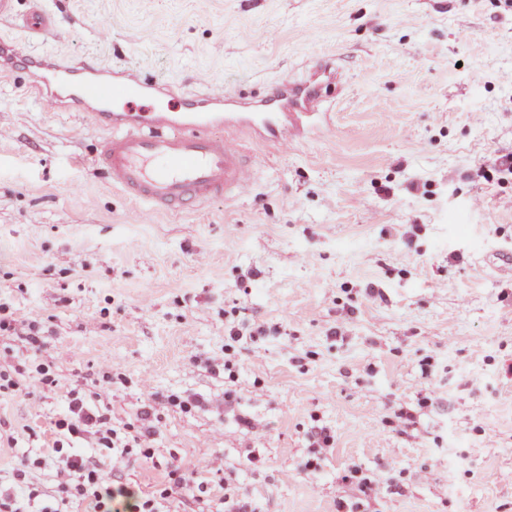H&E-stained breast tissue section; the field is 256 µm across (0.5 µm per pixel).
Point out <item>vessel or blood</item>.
<instances>
[{
  "instance_id": "b4317fda",
  "label": "vessel or blood",
  "mask_w": 512,
  "mask_h": 512,
  "mask_svg": "<svg viewBox=\"0 0 512 512\" xmlns=\"http://www.w3.org/2000/svg\"><path fill=\"white\" fill-rule=\"evenodd\" d=\"M25 40L0 38V57L27 61V73L45 96L46 110L70 104L106 130L94 164L112 185L136 200L167 209L198 206L212 198L247 193L258 164L247 158L230 139L233 131L273 143L281 150L295 144L303 118L313 116L322 101L316 88L282 86L261 102L226 98L225 109L210 112L188 103L178 111L161 81L144 82L137 74L118 71L96 59L72 61L35 54L30 40L53 29L52 16L32 4L20 19ZM71 83L69 95L57 90L58 81ZM150 96L151 105L135 106V99ZM124 97L123 110L109 101Z\"/></svg>"
}]
</instances>
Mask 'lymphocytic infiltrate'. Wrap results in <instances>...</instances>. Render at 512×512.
Listing matches in <instances>:
<instances>
[{
    "mask_svg": "<svg viewBox=\"0 0 512 512\" xmlns=\"http://www.w3.org/2000/svg\"><path fill=\"white\" fill-rule=\"evenodd\" d=\"M61 434L54 444L51 464L57 483V501L59 503L85 501L90 512H112L114 501H122L126 512H160V500L167 497V490H160L158 498H144L136 491L125 486H112L103 479L85 456L75 449L64 446L65 439L81 437L92 431L98 434L102 447L127 455L133 449H140L143 456H150V442L156 433L157 419L151 404H143L139 425L131 436H122L111 428L105 413L91 408L78 392L68 395V409L64 418L56 423ZM43 472L37 466H22L16 469L13 479L17 493L0 492V512H56L55 507L35 510L27 491L33 490L42 481Z\"/></svg>",
    "mask_w": 512,
    "mask_h": 512,
    "instance_id": "1",
    "label": "lymphocytic infiltrate"
}]
</instances>
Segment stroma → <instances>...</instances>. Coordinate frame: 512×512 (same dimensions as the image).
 Returning <instances> with one entry per match:
<instances>
[{
  "mask_svg": "<svg viewBox=\"0 0 512 512\" xmlns=\"http://www.w3.org/2000/svg\"><path fill=\"white\" fill-rule=\"evenodd\" d=\"M41 6L43 54L93 55L182 97L257 100L298 80L327 96L293 150L252 142L264 167L246 195L164 212L92 165L104 130L41 111L34 79L0 68V299L43 331L37 349L0 336L20 385L0 395V482L50 457L69 391L118 431L136 423L147 373L151 457L90 433L77 446L141 496L169 489L165 512L227 496L248 512H512V177L480 175L512 156V0ZM242 323L265 335L224 371V330ZM40 363L58 385L33 400L24 370ZM315 425L333 447L311 446ZM176 464L204 494L170 488Z\"/></svg>",
  "mask_w": 512,
  "mask_h": 512,
  "instance_id": "35a3bbf8",
  "label": "stroma"
}]
</instances>
